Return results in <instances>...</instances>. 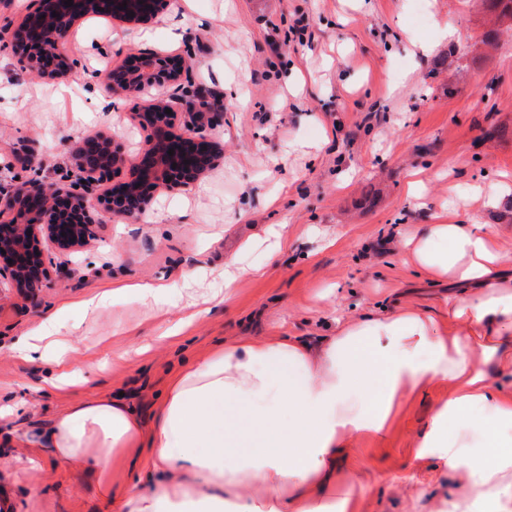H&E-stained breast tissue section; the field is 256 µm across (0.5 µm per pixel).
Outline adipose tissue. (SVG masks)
Returning a JSON list of instances; mask_svg holds the SVG:
<instances>
[{
  "label": "adipose tissue",
  "mask_w": 512,
  "mask_h": 512,
  "mask_svg": "<svg viewBox=\"0 0 512 512\" xmlns=\"http://www.w3.org/2000/svg\"><path fill=\"white\" fill-rule=\"evenodd\" d=\"M404 247L432 279L463 287L443 313L399 306L339 324L312 345L286 336L224 344L177 371L150 419L123 399L68 406L28 443L66 469L108 475L139 458L138 484L120 512H360L353 491L336 493V460L361 439L389 432L407 398L435 383L448 389L415 459L434 453L466 471L454 512L493 500L512 512V274L491 224H429ZM43 325L13 344L42 364V386L85 380L72 358L41 344Z\"/></svg>",
  "instance_id": "1"
}]
</instances>
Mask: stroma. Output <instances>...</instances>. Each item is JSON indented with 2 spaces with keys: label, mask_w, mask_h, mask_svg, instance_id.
I'll use <instances>...</instances> for the list:
<instances>
[{
  "label": "stroma",
  "mask_w": 512,
  "mask_h": 512,
  "mask_svg": "<svg viewBox=\"0 0 512 512\" xmlns=\"http://www.w3.org/2000/svg\"><path fill=\"white\" fill-rule=\"evenodd\" d=\"M170 8L184 28L178 45L167 43L158 17H92L67 48L92 71L137 50L184 55L197 100L221 97V156L192 191L159 190L148 220L109 221L77 256L58 255L65 268L51 272L38 301L0 297V406H30L18 428L119 393L150 415L184 363L239 338L314 342L338 318L375 314L392 300L439 309L457 286L427 276L402 246L422 225L491 224L512 241V29L485 44V0H272L262 14L249 0H172ZM103 95L77 75L22 72L0 37V179L30 151L47 182L58 181L74 171L83 142L102 135L135 155L142 100L116 96L102 112ZM475 184L486 197L469 195ZM277 228L288 243L276 251ZM231 256L235 265L225 267ZM256 265L262 274H251ZM126 284L163 286L174 298L104 300ZM90 299L98 307L82 312ZM51 314L80 330L50 343L76 345L86 364L106 350L111 358L85 385L45 394L42 369L11 344ZM179 322L182 332L160 341ZM447 395L439 385L413 394L384 444L363 442L339 461L365 476L353 488L362 512H453L462 474L409 452ZM136 473L123 464L108 498L96 476L0 434V512H119Z\"/></svg>",
  "instance_id": "obj_1"
}]
</instances>
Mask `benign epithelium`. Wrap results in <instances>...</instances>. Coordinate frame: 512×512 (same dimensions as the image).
Instances as JSON below:
<instances>
[{"label":"benign epithelium","mask_w":512,"mask_h":512,"mask_svg":"<svg viewBox=\"0 0 512 512\" xmlns=\"http://www.w3.org/2000/svg\"><path fill=\"white\" fill-rule=\"evenodd\" d=\"M27 13L12 41L17 66L44 79H58L76 72L68 55L65 35L85 16L94 14L125 23L148 22L169 0H37ZM106 94L126 92L151 99L146 123L151 132L136 159L128 158L109 137L90 140L79 149L77 174L61 178L50 187L43 179L14 174L0 185V289H11L16 298L31 302L50 287L48 266L53 258L42 244L72 252L95 235V228L112 219L127 223L141 220L154 191L149 186L186 192L199 176L215 164L212 134L214 114L210 108L189 100L191 85L185 76V61L153 51L129 56L125 65L102 81ZM191 108L189 120L176 124L177 109ZM171 113H165V110ZM173 154H168V151ZM129 168L130 178L106 190L101 186L114 173ZM77 209L78 222L64 218L59 204Z\"/></svg>","instance_id":"benign-epithelium-1"}]
</instances>
